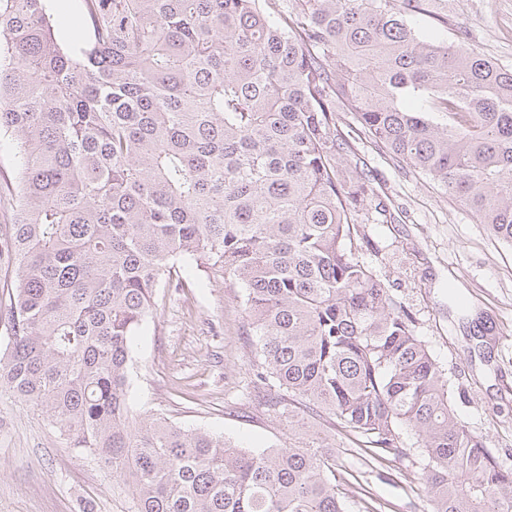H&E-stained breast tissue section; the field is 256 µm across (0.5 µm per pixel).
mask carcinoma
<instances>
[{
    "label": "carcinoma",
    "mask_w": 512,
    "mask_h": 512,
    "mask_svg": "<svg viewBox=\"0 0 512 512\" xmlns=\"http://www.w3.org/2000/svg\"><path fill=\"white\" fill-rule=\"evenodd\" d=\"M0 0V131L16 199L0 231V390L132 490L133 512H346L336 452L252 451L131 415L132 339L177 262L246 293L261 388L371 447L413 454L432 512H512V472L456 417L411 316L358 256L369 187L346 112L512 247V69L413 20L436 0ZM75 0H52L50 6L55 16L60 18L61 26L69 37L81 35L83 17ZM15 153L16 150L11 137L2 131L0 134V183L2 186H5L6 182L15 184Z\"/></svg>",
    "instance_id": "cac0c4a2"
}]
</instances>
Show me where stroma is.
I'll return each mask as SVG.
<instances>
[{"label":"stroma","instance_id":"1","mask_svg":"<svg viewBox=\"0 0 512 512\" xmlns=\"http://www.w3.org/2000/svg\"><path fill=\"white\" fill-rule=\"evenodd\" d=\"M447 25L434 27L500 65L512 67V0H447ZM354 145L372 202L388 224L360 227L369 241L360 258L402 299L418 336L449 379L458 419L512 471V248L452 201L425 175L393 164L364 136ZM245 291L220 266H180L158 288L155 311L133 338L132 411L144 409L201 428L246 448L326 440L336 470L353 474L346 512H430L416 476L420 455L362 465L361 444L325 416L289 427L286 408L269 410L253 386L256 349ZM484 334H474L476 324ZM127 493L110 470L67 447L47 418L0 391V512H129Z\"/></svg>","mask_w":512,"mask_h":512}]
</instances>
